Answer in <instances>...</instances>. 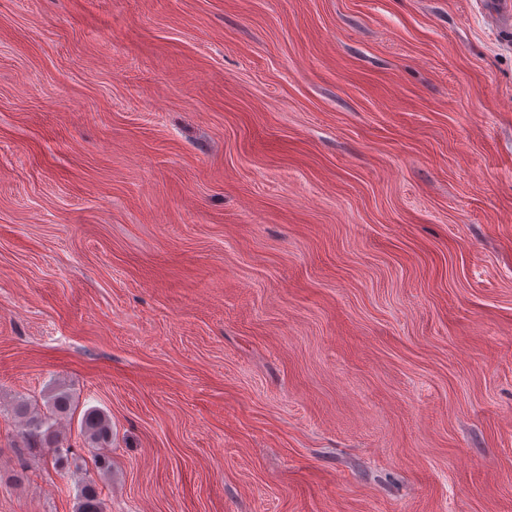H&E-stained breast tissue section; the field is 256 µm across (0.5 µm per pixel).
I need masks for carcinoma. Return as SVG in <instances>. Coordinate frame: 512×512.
I'll list each match as a JSON object with an SVG mask.
<instances>
[{"mask_svg": "<svg viewBox=\"0 0 512 512\" xmlns=\"http://www.w3.org/2000/svg\"><path fill=\"white\" fill-rule=\"evenodd\" d=\"M48 413H40L21 402L15 407V414L23 419L24 439L40 448H45L59 464L71 452V446L63 443L59 420L71 409V397L63 389L55 391L48 399ZM80 436L89 447L98 450L95 464L105 474L112 473V459L108 448L112 447V422L97 409L84 412L80 424ZM75 512H103L98 486L94 480L82 481Z\"/></svg>", "mask_w": 512, "mask_h": 512, "instance_id": "obj_1", "label": "carcinoma"}]
</instances>
